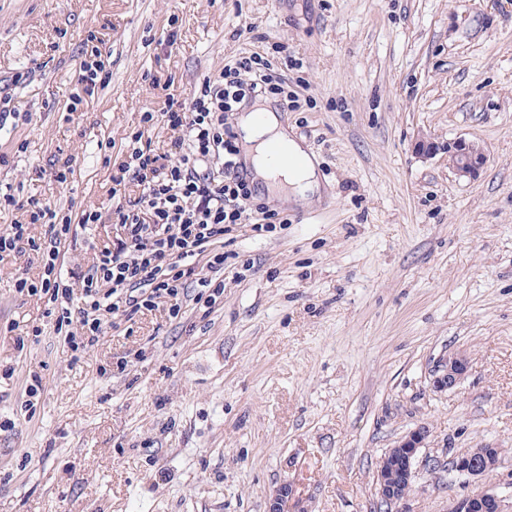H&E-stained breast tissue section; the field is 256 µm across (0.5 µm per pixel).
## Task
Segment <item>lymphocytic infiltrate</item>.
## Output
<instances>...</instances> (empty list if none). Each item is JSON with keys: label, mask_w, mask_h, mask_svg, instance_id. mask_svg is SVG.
<instances>
[{"label": "lymphocytic infiltrate", "mask_w": 512, "mask_h": 512, "mask_svg": "<svg viewBox=\"0 0 512 512\" xmlns=\"http://www.w3.org/2000/svg\"><path fill=\"white\" fill-rule=\"evenodd\" d=\"M258 99L299 107L287 79L253 53L203 78L186 100H169L158 114L143 112V128L133 133L135 147L120 167L142 192L116 208L113 218L122 237L104 246L77 281L65 278L59 257L75 239V225L101 223L102 213H66L27 200L28 224L47 227L34 246L43 266L39 280L17 278L16 288L45 298V314L72 354L98 345L112 320L128 322L162 306L169 318L181 319L188 297L211 313L224 293L230 259L225 235L242 224L258 234L287 224V217L256 202L249 183L235 172L238 150L228 115ZM158 123L183 133L173 151L162 155L143 141ZM28 224L11 225L0 234V253L18 250Z\"/></svg>", "instance_id": "lymphocytic-infiltrate-1"}]
</instances>
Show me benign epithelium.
Returning a JSON list of instances; mask_svg holds the SVG:
<instances>
[{
  "label": "benign epithelium",
  "instance_id": "benign-epithelium-1",
  "mask_svg": "<svg viewBox=\"0 0 512 512\" xmlns=\"http://www.w3.org/2000/svg\"><path fill=\"white\" fill-rule=\"evenodd\" d=\"M448 161L451 167L461 176L474 177L485 165L486 156L475 144L459 140L448 144ZM469 370V358L463 353L448 356L434 374L432 387L437 391L455 388L466 376ZM427 431L423 427L416 428L405 435L397 444L404 450V469L407 478L415 476V464L420 448L424 447ZM453 471L467 479L494 481L478 494L465 495L452 502L448 512H468L471 502L482 499L495 507V512H512V476L497 474V464L493 454L483 448H476L464 457H455ZM388 458H383L376 472V493L381 502L391 507L402 501L394 492L388 480ZM291 490L288 484H283L269 501L268 512H288V498Z\"/></svg>",
  "mask_w": 512,
  "mask_h": 512
}]
</instances>
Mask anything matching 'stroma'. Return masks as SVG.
<instances>
[{
    "mask_svg": "<svg viewBox=\"0 0 512 512\" xmlns=\"http://www.w3.org/2000/svg\"><path fill=\"white\" fill-rule=\"evenodd\" d=\"M90 34L110 78L73 113ZM252 52L293 63L300 109L280 120L319 196L278 203L287 228L225 236L239 265L208 316L137 315L76 362L44 300L15 288L40 254L1 256L0 422L15 427L0 431V512H267L284 483L289 512H380L378 463L419 426L398 512L481 491L446 467L468 449H500L512 473V0H0V79L17 81L0 196L116 209L140 192L113 195L112 178L142 112ZM459 139L487 156L475 177L448 166ZM20 204L0 208V234L43 239ZM116 234L80 231L64 270ZM457 352L467 376L435 391Z\"/></svg>",
    "mask_w": 512,
    "mask_h": 512,
    "instance_id": "1",
    "label": "stroma"
}]
</instances>
